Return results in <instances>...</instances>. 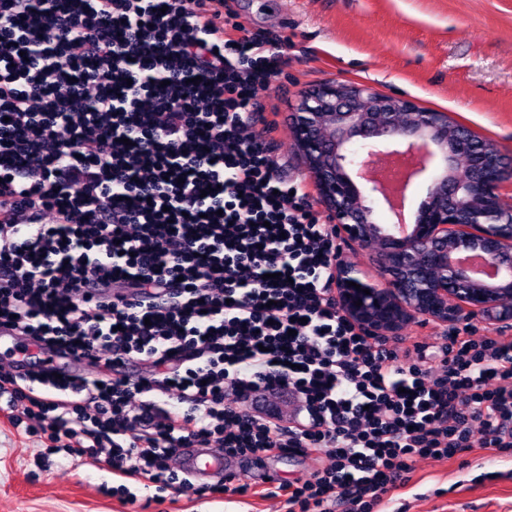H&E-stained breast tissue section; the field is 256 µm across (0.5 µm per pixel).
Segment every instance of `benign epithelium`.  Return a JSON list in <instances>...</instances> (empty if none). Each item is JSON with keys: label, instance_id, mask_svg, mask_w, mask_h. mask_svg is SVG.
Listing matches in <instances>:
<instances>
[{"label": "benign epithelium", "instance_id": "obj_1", "mask_svg": "<svg viewBox=\"0 0 512 512\" xmlns=\"http://www.w3.org/2000/svg\"><path fill=\"white\" fill-rule=\"evenodd\" d=\"M293 129L336 234L355 249L376 254L374 279L353 265L336 267L341 314L366 335L381 338L416 317L452 324L512 319V209L500 194L502 184L512 182V166L500 152H474L476 136L462 126L448 136L446 112L364 85L329 83L304 91ZM357 141L369 157L381 147L419 150L443 143L414 235L376 233L372 203L379 189L351 175L367 164L352 149ZM459 157L469 158V172L449 174L450 163ZM459 253L480 256L505 284L476 285L453 260Z\"/></svg>", "mask_w": 512, "mask_h": 512}]
</instances>
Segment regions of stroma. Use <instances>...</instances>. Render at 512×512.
Returning <instances> with one entry per match:
<instances>
[{
    "label": "stroma",
    "instance_id": "stroma-1",
    "mask_svg": "<svg viewBox=\"0 0 512 512\" xmlns=\"http://www.w3.org/2000/svg\"><path fill=\"white\" fill-rule=\"evenodd\" d=\"M246 34L276 43L278 72L259 92L258 127L280 164L323 212L290 114L304 90L358 83L448 113L512 158V0H224ZM37 422L0 416V512H285L280 498H201L121 481L94 458L54 453ZM322 463L282 454L236 462L241 479L302 482ZM384 512H512V458L476 448L447 463L417 462Z\"/></svg>",
    "mask_w": 512,
    "mask_h": 512
}]
</instances>
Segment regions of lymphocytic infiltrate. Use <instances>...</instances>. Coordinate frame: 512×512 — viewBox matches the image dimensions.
Masks as SVG:
<instances>
[{
    "label": "lymphocytic infiltrate",
    "instance_id": "obj_1",
    "mask_svg": "<svg viewBox=\"0 0 512 512\" xmlns=\"http://www.w3.org/2000/svg\"><path fill=\"white\" fill-rule=\"evenodd\" d=\"M264 51L224 0H0V331L44 352L0 399L159 489L215 443L327 458L267 487L288 512H378L419 461L512 453V336L339 313L335 227L249 130ZM418 322H422V321H412L410 322L409 324L406 325V327L400 332V334L398 336H414L416 337L418 340H429V337L430 336H434L433 334L435 333H439V332H442V331H447L448 333H452V331H454L455 329H462L466 324H468L469 326H472V327H475L477 329L476 331V335L478 336H481L483 334H487V331L485 329H494V328H499V327H503L504 329H502L506 336H512V323L509 321V322H505V323H499V324H496V323H489V322H484V321H478V320H475L471 323H465V324H461V325H458V326H444V325H440V324H437L435 322H427V321H423L422 323H425L423 326L420 325L421 323H418Z\"/></svg>",
    "mask_w": 512,
    "mask_h": 512
}]
</instances>
